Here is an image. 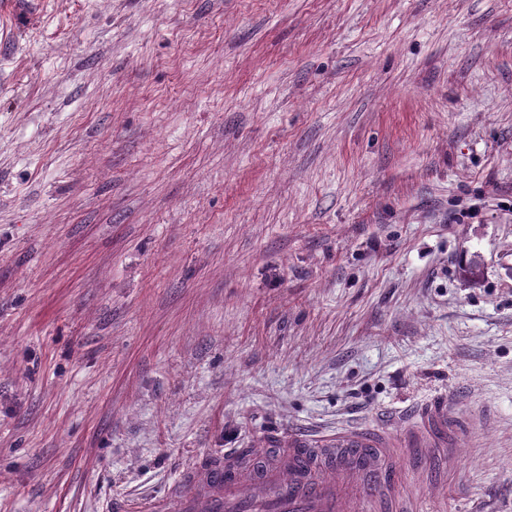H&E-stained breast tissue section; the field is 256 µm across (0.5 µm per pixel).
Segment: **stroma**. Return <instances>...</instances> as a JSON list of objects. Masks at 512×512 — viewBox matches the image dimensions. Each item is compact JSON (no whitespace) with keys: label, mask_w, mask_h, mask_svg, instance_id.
I'll return each mask as SVG.
<instances>
[{"label":"stroma","mask_w":512,"mask_h":512,"mask_svg":"<svg viewBox=\"0 0 512 512\" xmlns=\"http://www.w3.org/2000/svg\"><path fill=\"white\" fill-rule=\"evenodd\" d=\"M440 394L512 512V0L0 6V512Z\"/></svg>","instance_id":"obj_1"}]
</instances>
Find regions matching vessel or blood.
I'll use <instances>...</instances> for the list:
<instances>
[{"mask_svg": "<svg viewBox=\"0 0 512 512\" xmlns=\"http://www.w3.org/2000/svg\"><path fill=\"white\" fill-rule=\"evenodd\" d=\"M448 419V399L441 396L397 437L375 430L321 441L292 437L278 462L256 476L250 462L258 449L238 448L221 462L184 472L169 501L174 512H391L399 496L396 461L419 475L430 458L457 455Z\"/></svg>", "mask_w": 512, "mask_h": 512, "instance_id": "b4317fda", "label": "vessel or blood"}]
</instances>
